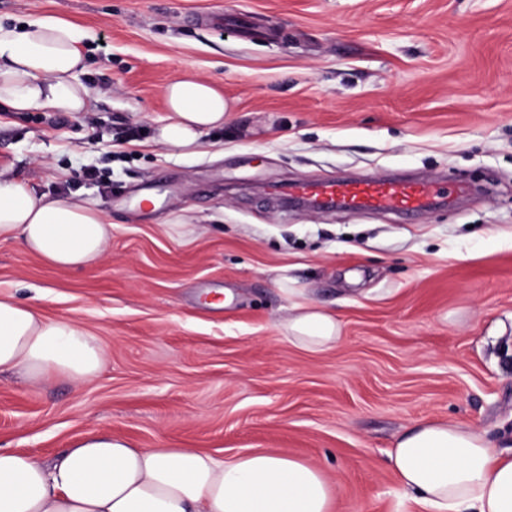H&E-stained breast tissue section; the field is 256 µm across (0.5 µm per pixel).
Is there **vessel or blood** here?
Returning a JSON list of instances; mask_svg holds the SVG:
<instances>
[{
  "label": "vessel or blood",
  "mask_w": 512,
  "mask_h": 512,
  "mask_svg": "<svg viewBox=\"0 0 512 512\" xmlns=\"http://www.w3.org/2000/svg\"><path fill=\"white\" fill-rule=\"evenodd\" d=\"M291 195L325 203H339L375 211L410 215L421 212L442 198L444 189L434 180H351L335 177L301 181L290 186Z\"/></svg>",
  "instance_id": "obj_1"
}]
</instances>
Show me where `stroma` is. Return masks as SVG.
Masks as SVG:
<instances>
[{
    "label": "stroma",
    "instance_id": "1",
    "mask_svg": "<svg viewBox=\"0 0 512 512\" xmlns=\"http://www.w3.org/2000/svg\"><path fill=\"white\" fill-rule=\"evenodd\" d=\"M46 16L84 34L91 108L0 112V170L94 203L112 238L77 271L0 242V292L107 361L79 384L1 373V450L49 461L104 431L286 452L325 471L335 512H403L388 453L415 422L512 439V0H0L1 23ZM185 73L228 104L195 155L154 140ZM397 172L472 194L408 221L278 193ZM303 301L341 321L332 349L288 340Z\"/></svg>",
    "mask_w": 512,
    "mask_h": 512
}]
</instances>
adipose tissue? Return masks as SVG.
Here are the masks:
<instances>
[{
  "instance_id": "adipose-tissue-1",
  "label": "adipose tissue",
  "mask_w": 512,
  "mask_h": 512,
  "mask_svg": "<svg viewBox=\"0 0 512 512\" xmlns=\"http://www.w3.org/2000/svg\"><path fill=\"white\" fill-rule=\"evenodd\" d=\"M83 35L47 17L25 27L0 24V108L9 112H82L90 91L77 82ZM169 120L160 142L191 151L222 127L223 94L187 74L168 83ZM112 235L108 216L88 201L36 194L0 172V241L19 242L46 265L81 270L98 265ZM289 340L322 352L341 325L321 306L296 303L285 325ZM105 353L87 329L48 320L28 303L0 293V373H19L38 386L56 379H95ZM404 492L422 512H512V453L479 430L450 421H422L389 453ZM326 473L296 456L255 450L220 459L194 448H136L94 431L53 464L0 450V512H334Z\"/></svg>"
}]
</instances>
